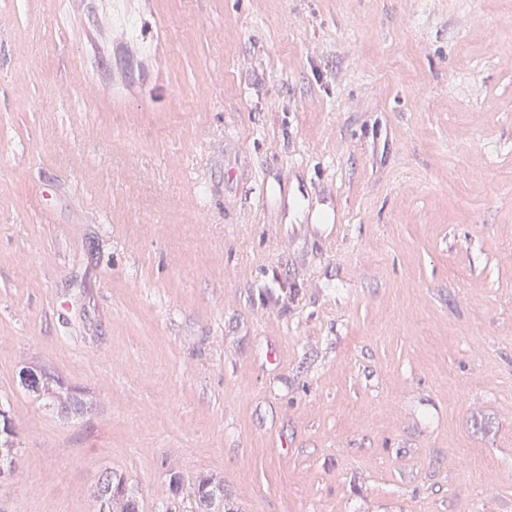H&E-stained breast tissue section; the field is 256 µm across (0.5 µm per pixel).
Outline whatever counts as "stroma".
Instances as JSON below:
<instances>
[{
  "label": "stroma",
  "mask_w": 512,
  "mask_h": 512,
  "mask_svg": "<svg viewBox=\"0 0 512 512\" xmlns=\"http://www.w3.org/2000/svg\"><path fill=\"white\" fill-rule=\"evenodd\" d=\"M0 402V512H512V0H0ZM112 481V473L105 471L101 472L94 483L93 486V495L96 497V502L98 504V508L94 511L96 512H139L140 504L138 501L137 508L139 511H136L135 504L130 501L128 497L125 498L122 493L117 492V498L112 500V494H115ZM113 501V502H112ZM96 504V505H97ZM100 510V511H99Z\"/></svg>",
  "instance_id": "1"
}]
</instances>
